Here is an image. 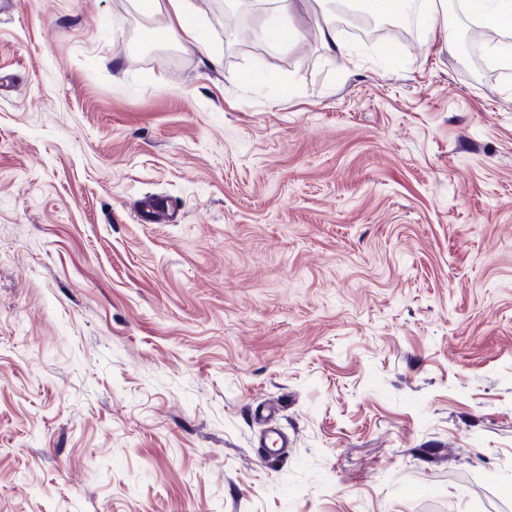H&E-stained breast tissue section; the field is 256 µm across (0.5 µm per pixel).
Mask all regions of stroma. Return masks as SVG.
Returning <instances> with one entry per match:
<instances>
[{
    "label": "stroma",
    "instance_id": "35a3bbf8",
    "mask_svg": "<svg viewBox=\"0 0 512 512\" xmlns=\"http://www.w3.org/2000/svg\"><path fill=\"white\" fill-rule=\"evenodd\" d=\"M261 2L0 12V512H512V75ZM143 13L154 15L165 11L170 19V28L180 31L181 49H203L197 27L194 23V5L192 0H141ZM278 6L271 12L266 13L263 23L265 33H274L279 38V42L288 45L295 34L296 29L288 25V11L290 2L288 0H276ZM333 0L310 1L312 19L319 31L323 48L333 57H345L349 50L336 26V13L329 6ZM177 210L176 204L168 199H156L149 203L143 211L142 218L149 224H162L169 222L170 213Z\"/></svg>",
    "mask_w": 512,
    "mask_h": 512
}]
</instances>
